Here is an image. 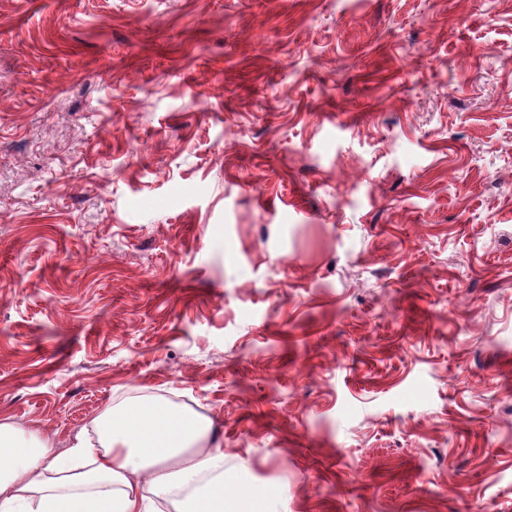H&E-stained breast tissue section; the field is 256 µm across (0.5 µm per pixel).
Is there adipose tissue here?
<instances>
[{"mask_svg":"<svg viewBox=\"0 0 512 512\" xmlns=\"http://www.w3.org/2000/svg\"><path fill=\"white\" fill-rule=\"evenodd\" d=\"M214 428L157 396L107 408L62 450L2 421L0 512H280L248 469H225Z\"/></svg>","mask_w":512,"mask_h":512,"instance_id":"1","label":"adipose tissue"}]
</instances>
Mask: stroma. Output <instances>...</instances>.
<instances>
[{"instance_id":"35a3bbf8","label":"stroma","mask_w":512,"mask_h":512,"mask_svg":"<svg viewBox=\"0 0 512 512\" xmlns=\"http://www.w3.org/2000/svg\"><path fill=\"white\" fill-rule=\"evenodd\" d=\"M151 394L285 512H512V0H0V420Z\"/></svg>"}]
</instances>
